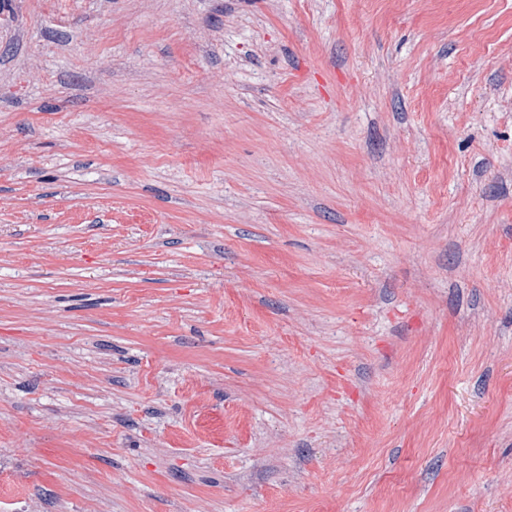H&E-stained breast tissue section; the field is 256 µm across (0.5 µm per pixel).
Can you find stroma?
<instances>
[{
    "mask_svg": "<svg viewBox=\"0 0 512 512\" xmlns=\"http://www.w3.org/2000/svg\"><path fill=\"white\" fill-rule=\"evenodd\" d=\"M0 512H512V0H0Z\"/></svg>",
    "mask_w": 512,
    "mask_h": 512,
    "instance_id": "1",
    "label": "stroma"
}]
</instances>
